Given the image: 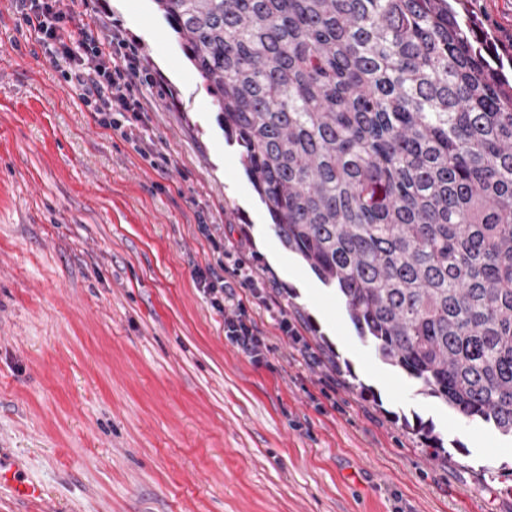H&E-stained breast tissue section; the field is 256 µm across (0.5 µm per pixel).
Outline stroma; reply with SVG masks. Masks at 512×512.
<instances>
[{
  "label": "stroma",
  "instance_id": "obj_1",
  "mask_svg": "<svg viewBox=\"0 0 512 512\" xmlns=\"http://www.w3.org/2000/svg\"><path fill=\"white\" fill-rule=\"evenodd\" d=\"M124 3L74 0L65 28L136 48V145L98 124L22 0H0V454L43 490L0 487V512H512V438L361 344L272 232L154 0ZM205 268L234 284L261 362L225 337L235 307L198 287Z\"/></svg>",
  "mask_w": 512,
  "mask_h": 512
}]
</instances>
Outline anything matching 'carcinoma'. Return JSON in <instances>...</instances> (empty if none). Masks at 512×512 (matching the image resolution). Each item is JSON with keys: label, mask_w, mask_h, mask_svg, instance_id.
Instances as JSON below:
<instances>
[{"label": "carcinoma", "mask_w": 512, "mask_h": 512, "mask_svg": "<svg viewBox=\"0 0 512 512\" xmlns=\"http://www.w3.org/2000/svg\"><path fill=\"white\" fill-rule=\"evenodd\" d=\"M360 341L512 437V81L450 0H154ZM428 446L433 428L416 422Z\"/></svg>", "instance_id": "cac0c4a2"}]
</instances>
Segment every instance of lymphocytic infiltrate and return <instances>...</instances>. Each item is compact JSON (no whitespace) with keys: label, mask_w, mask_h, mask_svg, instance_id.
<instances>
[{"label":"lymphocytic infiltrate","mask_w":512,"mask_h":512,"mask_svg":"<svg viewBox=\"0 0 512 512\" xmlns=\"http://www.w3.org/2000/svg\"><path fill=\"white\" fill-rule=\"evenodd\" d=\"M63 2L29 0L24 23L41 41L53 45L55 64L64 76L86 85L85 103L97 113L99 124L129 141H138V134L125 119L126 113L143 109L134 92V79L140 74L136 49L116 37L106 42L91 36L72 40L64 27Z\"/></svg>","instance_id":"1"}]
</instances>
